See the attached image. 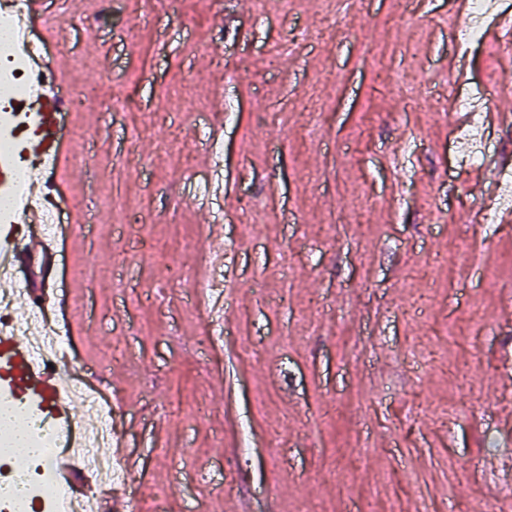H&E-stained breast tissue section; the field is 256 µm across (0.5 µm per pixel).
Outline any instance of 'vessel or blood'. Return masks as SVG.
Listing matches in <instances>:
<instances>
[{
	"mask_svg": "<svg viewBox=\"0 0 512 512\" xmlns=\"http://www.w3.org/2000/svg\"><path fill=\"white\" fill-rule=\"evenodd\" d=\"M32 95L40 107L38 111L24 113L19 131L21 152L38 156L46 169L57 171L68 153L70 138L58 120L62 99L54 85L36 81ZM44 187L43 177L33 178L29 199L19 209L18 217L9 224L0 225V256L7 257L11 265L26 267V281H16L13 275L0 273V289L11 291L24 311H39L52 316L65 310L67 299L59 293L53 277L58 252L53 236H31V228L40 226L42 215L34 204ZM65 360L54 362L36 356L30 337L19 336L11 330H0V392L10 396L20 407L39 412L56 432L73 440V449L57 455L52 468L68 500L80 499L93 483L95 476L87 467L81 448L87 430L86 423L77 412V403L66 379Z\"/></svg>",
	"mask_w": 512,
	"mask_h": 512,
	"instance_id": "obj_1",
	"label": "vessel or blood"
}]
</instances>
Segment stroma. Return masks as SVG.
Wrapping results in <instances>:
<instances>
[{"label": "stroma", "instance_id": "stroma-1", "mask_svg": "<svg viewBox=\"0 0 512 512\" xmlns=\"http://www.w3.org/2000/svg\"><path fill=\"white\" fill-rule=\"evenodd\" d=\"M494 2L467 46V0H45L61 86L130 102L62 117L82 205L56 281L72 380L112 382L134 512H512V223L479 220L512 166L455 159L448 123L449 87L479 92L512 156ZM212 224L236 280L216 326Z\"/></svg>", "mask_w": 512, "mask_h": 512}]
</instances>
